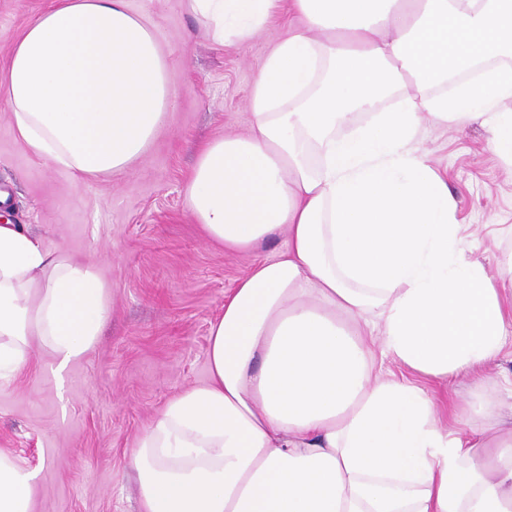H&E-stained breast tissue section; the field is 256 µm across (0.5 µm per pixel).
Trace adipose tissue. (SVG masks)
<instances>
[{"label": "adipose tissue", "mask_w": 512, "mask_h": 512, "mask_svg": "<svg viewBox=\"0 0 512 512\" xmlns=\"http://www.w3.org/2000/svg\"><path fill=\"white\" fill-rule=\"evenodd\" d=\"M278 0H187L213 38L256 35ZM299 26L253 83L248 134L203 144L189 208L254 263L211 322L208 379L171 399L132 457L141 512H512V428L444 431L390 357L441 380L512 349V261L488 275L430 165L424 123L477 124L512 164V0H290ZM453 71L468 72L452 84ZM5 101L37 156L78 179L126 169L176 95L125 0H58L12 51ZM394 103L380 110L386 98ZM108 292L28 225L0 223V379L47 347L93 346ZM33 471L0 454V512Z\"/></svg>", "instance_id": "1"}]
</instances>
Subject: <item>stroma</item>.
<instances>
[{"label":"stroma","mask_w":512,"mask_h":512,"mask_svg":"<svg viewBox=\"0 0 512 512\" xmlns=\"http://www.w3.org/2000/svg\"><path fill=\"white\" fill-rule=\"evenodd\" d=\"M154 31L177 91L145 153L109 176L76 181L73 171L34 156L0 104V191L6 216L48 235L89 265L109 294L93 347L57 373L47 349L32 344L26 362L0 380V451L37 471L32 512H140L131 465L138 438L165 405L208 378L209 328L224 296L256 255L206 242L187 204V184L202 143L246 133L247 100L272 47L295 19L288 7L262 31L232 46L214 42L185 0H126ZM57 0H0V81L15 43ZM420 138L457 200L456 221L473 234L477 255L512 253V165L471 124L423 125ZM384 373L423 388L442 403L441 425L484 404L485 418L512 427V355L477 386L423 376L384 359Z\"/></svg>","instance_id":"obj_1"}]
</instances>
